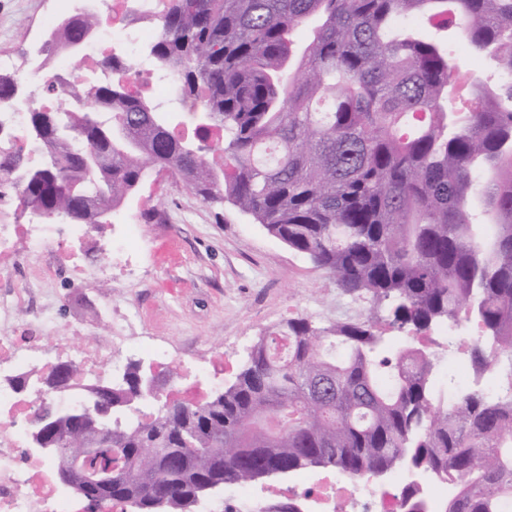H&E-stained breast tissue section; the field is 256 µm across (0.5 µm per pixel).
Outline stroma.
I'll use <instances>...</instances> for the list:
<instances>
[{"label": "stroma", "mask_w": 512, "mask_h": 512, "mask_svg": "<svg viewBox=\"0 0 512 512\" xmlns=\"http://www.w3.org/2000/svg\"><path fill=\"white\" fill-rule=\"evenodd\" d=\"M63 7L62 0H0V52L15 56L19 72L30 70L43 45L42 17ZM122 208L139 235L130 247L113 249L112 273L101 280L45 279L42 254L28 242L17 245L26 260L15 275L54 298L59 335L81 321L84 336L119 346L128 336L143 338L169 351L183 384L193 380L195 360L223 355V370L205 385L212 395L229 387L251 348L288 319L326 326L358 318L365 306L231 204L203 202L175 180L147 177ZM325 474L311 467L250 487L260 500L308 512Z\"/></svg>", "instance_id": "stroma-1"}]
</instances>
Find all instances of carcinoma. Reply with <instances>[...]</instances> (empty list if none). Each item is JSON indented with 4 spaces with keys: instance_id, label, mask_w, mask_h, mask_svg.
I'll return each mask as SVG.
<instances>
[{
    "instance_id": "1",
    "label": "carcinoma",
    "mask_w": 512,
    "mask_h": 512,
    "mask_svg": "<svg viewBox=\"0 0 512 512\" xmlns=\"http://www.w3.org/2000/svg\"><path fill=\"white\" fill-rule=\"evenodd\" d=\"M158 59L187 112L131 97L122 81L0 74V108L27 100L46 153L0 152L18 200L67 224H103L146 172L228 201L365 299L361 317L290 318L202 404L156 399L137 369L95 391L110 432L89 461L110 486L92 508L190 512L213 485L309 467L365 479L402 468L453 491L443 512L512 502V0H163ZM94 12L50 38L80 52ZM310 29L300 43L297 32ZM492 73L456 78L461 55ZM192 138L177 135L182 117ZM223 142L212 141L213 131ZM471 368L446 388L436 349ZM72 369L46 381L67 385ZM154 405L153 419L132 412ZM96 434L49 433L68 453ZM406 512L423 507L409 481Z\"/></svg>"
}]
</instances>
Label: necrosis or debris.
<instances>
[{
	"instance_id": "necrosis-or-debris-1",
	"label": "necrosis or debris",
	"mask_w": 512,
	"mask_h": 512,
	"mask_svg": "<svg viewBox=\"0 0 512 512\" xmlns=\"http://www.w3.org/2000/svg\"><path fill=\"white\" fill-rule=\"evenodd\" d=\"M160 0H105L98 12V24L78 56L89 71H96L113 48L135 52L156 39V31L132 25L131 13H150ZM26 240L37 248L57 240L52 224H0V512H84L57 485L50 460L24 455L28 435L34 427L35 412L46 399L69 408L84 397L87 389L112 376L117 367V350L109 342L81 336H58L50 321L48 305H38L32 320L20 323L14 317L18 307L37 305L39 289L17 284L9 271L17 258L16 243ZM111 243L100 242L88 224L70 227L62 253L70 274L78 281H93L98 270L88 264L89 255L111 252ZM73 367L71 384L56 393L41 391L42 381L59 363ZM321 496L348 501L354 496L366 500L369 512H402L399 499L365 487L359 490L336 476L321 485Z\"/></svg>"
}]
</instances>
